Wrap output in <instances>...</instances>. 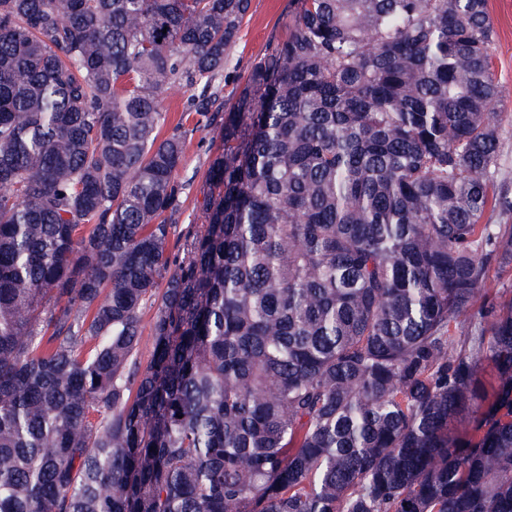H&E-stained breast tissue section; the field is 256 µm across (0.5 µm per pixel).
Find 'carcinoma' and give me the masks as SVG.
Wrapping results in <instances>:
<instances>
[{"label":"carcinoma","instance_id":"1","mask_svg":"<svg viewBox=\"0 0 512 512\" xmlns=\"http://www.w3.org/2000/svg\"><path fill=\"white\" fill-rule=\"evenodd\" d=\"M249 5L0 0V512H512L486 0H290L177 262ZM199 92L200 89L185 92L183 88H181L180 86H176L168 90L162 96V106L164 111H166L167 118L166 126L163 129V133L166 132L169 128L176 125L181 120L184 113V104L187 101L188 96L190 94L198 95ZM212 125L204 130L189 133L185 142L181 165L176 173L178 181L184 185L181 196V206L172 216L171 222L175 224V234L171 236L170 247L172 254L184 253L174 247L176 238L186 224H201L205 200L207 198L206 178L213 159L222 151L220 137V116ZM489 296V299L498 301L512 297V271L505 274H498L492 271L486 281L481 297ZM154 309H146L142 314V336H140V341L137 349V362L141 366V368H145L149 363L153 350V338L151 336V321L153 317Z\"/></svg>","mask_w":512,"mask_h":512}]
</instances>
